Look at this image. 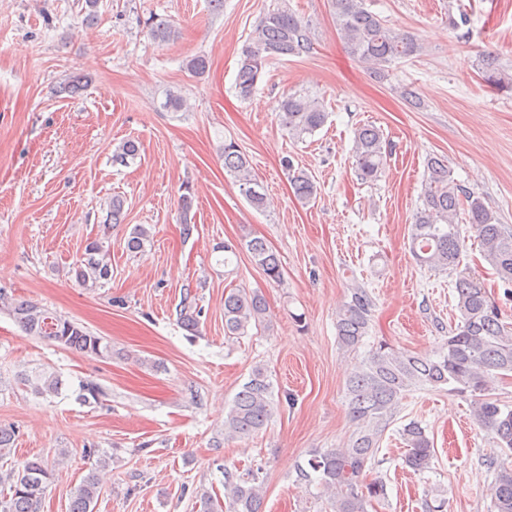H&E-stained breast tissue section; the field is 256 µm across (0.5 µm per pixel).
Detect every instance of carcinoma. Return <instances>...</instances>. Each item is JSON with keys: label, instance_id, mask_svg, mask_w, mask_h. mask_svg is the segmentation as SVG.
I'll list each match as a JSON object with an SVG mask.
<instances>
[{"label": "carcinoma", "instance_id": "carcinoma-1", "mask_svg": "<svg viewBox=\"0 0 512 512\" xmlns=\"http://www.w3.org/2000/svg\"><path fill=\"white\" fill-rule=\"evenodd\" d=\"M336 26L347 52L365 65L373 76L384 80L387 67L401 59L419 54L422 45L405 31L365 7L364 0H330ZM174 22L162 19L149 24V35L158 42L175 37ZM312 41L303 20L288 7L280 6L264 14L255 25L249 42L243 46L234 89L242 99L249 98L262 81L265 69L275 59L300 57L310 53ZM483 80L500 89L512 90V65L500 63L498 55H482ZM278 120L292 138L302 141L322 128L327 113L321 105L305 96L287 95L279 104ZM355 172L363 182L377 180L385 171L389 155L382 130L373 124H361L354 131L352 148ZM139 154L134 139L122 141L112 152V163L125 166ZM224 170L244 193L249 203L264 209L268 197L252 172L248 156L233 140L221 148ZM295 196L303 202L316 198L317 186L289 159L283 160ZM427 175L422 193V207L411 225L409 248L423 266L435 270L455 271L454 291L459 322L448 329L441 355L431 359L408 351L381 345L370 351L363 364L347 383L350 419L356 430L345 446L315 450L306 465L299 468L298 478L317 480L332 497L334 512H369L373 503L385 499L381 480H364L365 468L375 457L382 433L393 416L401 394L413 387L429 386L448 389L472 397V416L478 425L490 430L499 448L512 451V409H502L492 397L494 381L512 374V328L504 325L497 308L490 302L484 285L466 270L459 268L460 257L467 248L457 216L466 206L480 243L484 260L506 285L512 284V228L501 222L499 213L484 201L454 182L448 161L438 156L428 158ZM183 234L191 235L192 190L183 187L179 197ZM125 200L120 195L107 202V218L100 233L87 239L83 253L72 264L70 273L84 288H96L110 277L112 255L109 244L110 225L124 221ZM152 234L142 224L136 225L128 239L133 252L143 250ZM224 264L232 263L239 251H247L254 263L272 282L282 279V262L277 252L258 237L245 238L239 245L224 243ZM372 300L365 289L351 288L349 300L336 314L339 345L353 351L363 344L371 320ZM0 310L29 335L42 336L76 352L98 357L112 356V345L91 333L81 323L49 313L31 301L16 300L0 294ZM202 308L190 292L181 300L177 321L184 330L195 332ZM267 324V304L257 290L233 289L224 296V335L243 336L249 329ZM34 391L53 395L58 378L42 374L32 384ZM277 403L269 376L264 368L255 367L236 393L224 418V435L246 440L263 430L274 416ZM407 443L404 463L417 473L430 468L434 457L432 442L420 423L412 421L402 428ZM53 470L35 457L7 472L10 494L0 498V512H39ZM101 491L98 471H91L71 500L69 512H93L92 505ZM496 512H512V465L498 467L492 486ZM200 512H263V487L259 471L242 476L224 471V500L203 491L197 496Z\"/></svg>", "mask_w": 512, "mask_h": 512}]
</instances>
